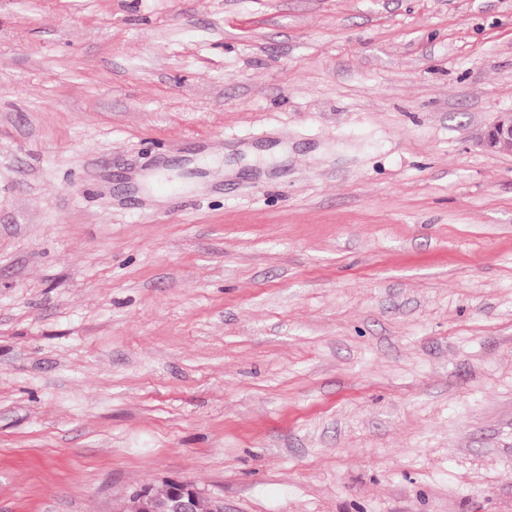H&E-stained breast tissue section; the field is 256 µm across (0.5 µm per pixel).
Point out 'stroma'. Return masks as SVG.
<instances>
[{
	"label": "stroma",
	"mask_w": 512,
	"mask_h": 512,
	"mask_svg": "<svg viewBox=\"0 0 512 512\" xmlns=\"http://www.w3.org/2000/svg\"><path fill=\"white\" fill-rule=\"evenodd\" d=\"M512 0H0V512H512ZM482 144L490 151L512 155V112H504L485 131ZM169 491V500L166 505L167 512H223L222 507L214 501H206L207 499L201 492L190 482L172 481L168 490L163 494L154 495L158 505L163 506Z\"/></svg>",
	"instance_id": "35a3bbf8"
}]
</instances>
